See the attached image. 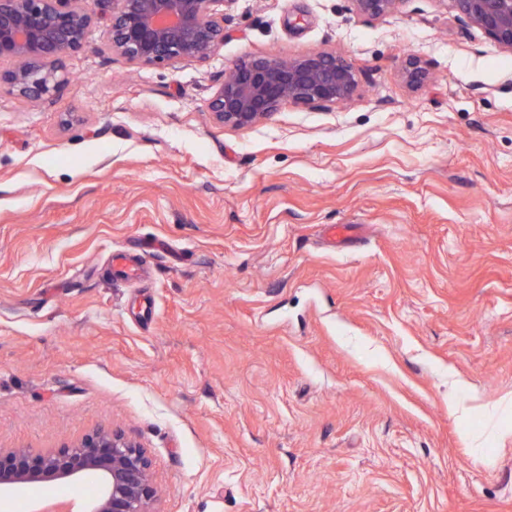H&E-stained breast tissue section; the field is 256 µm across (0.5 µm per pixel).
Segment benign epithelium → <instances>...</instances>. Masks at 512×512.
<instances>
[{
    "mask_svg": "<svg viewBox=\"0 0 512 512\" xmlns=\"http://www.w3.org/2000/svg\"><path fill=\"white\" fill-rule=\"evenodd\" d=\"M356 11L378 18L406 0H352ZM466 25L482 30L512 51V0H449ZM224 0H112L107 14L89 0H0V85L23 98L56 96L68 78L62 58L79 51L89 28L105 21L111 52L138 65L159 66L174 60L205 61L224 43ZM403 81L416 88L427 72L413 54L401 60ZM358 70L334 52L315 51L275 60H240L225 74L209 101L221 124L246 128L288 102L324 107L349 99L358 87ZM95 478L101 491L88 512H157L160 490L147 450L112 427H100L81 440L35 453L0 448V491L30 482L79 485Z\"/></svg>",
    "mask_w": 512,
    "mask_h": 512,
    "instance_id": "1",
    "label": "benign epithelium"
}]
</instances>
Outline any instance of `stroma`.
Wrapping results in <instances>:
<instances>
[{"mask_svg":"<svg viewBox=\"0 0 512 512\" xmlns=\"http://www.w3.org/2000/svg\"><path fill=\"white\" fill-rule=\"evenodd\" d=\"M224 28L138 66L99 23L59 97L0 87V448L122 429L158 512H512V52L449 0H226ZM321 50L348 101L209 112L240 59ZM356 11L367 18L394 13L406 0H352ZM399 73L403 81L410 87L416 88L427 79V72L420 60L413 54L404 56L401 60ZM143 267L141 259L134 260L129 255L117 254L112 259V266L109 270V275L112 277L113 273L116 276L125 277L127 280L136 277Z\"/></svg>","mask_w":512,"mask_h":512,"instance_id":"obj_1","label":"stroma"}]
</instances>
